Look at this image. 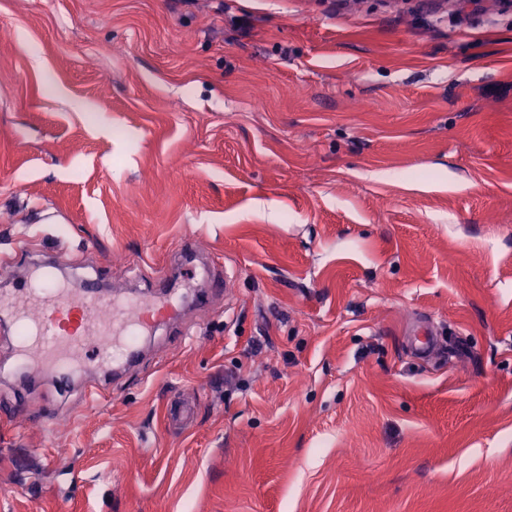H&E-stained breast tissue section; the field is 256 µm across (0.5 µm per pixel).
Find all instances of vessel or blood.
I'll list each match as a JSON object with an SVG mask.
<instances>
[{"instance_id":"obj_1","label":"vessel or blood","mask_w":512,"mask_h":512,"mask_svg":"<svg viewBox=\"0 0 512 512\" xmlns=\"http://www.w3.org/2000/svg\"><path fill=\"white\" fill-rule=\"evenodd\" d=\"M178 311L173 295L148 305L118 302L101 296L90 280L61 282L38 268L16 287L0 290V315L17 328L18 360L57 369L122 366L134 355V337L148 316Z\"/></svg>"}]
</instances>
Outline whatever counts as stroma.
I'll list each match as a JSON object with an SVG mask.
<instances>
[{"label":"stroma","mask_w":512,"mask_h":512,"mask_svg":"<svg viewBox=\"0 0 512 512\" xmlns=\"http://www.w3.org/2000/svg\"><path fill=\"white\" fill-rule=\"evenodd\" d=\"M0 33V289L50 255L135 296L189 236L234 281L116 381L17 373L0 327V512H512V10L0 0Z\"/></svg>","instance_id":"1"}]
</instances>
